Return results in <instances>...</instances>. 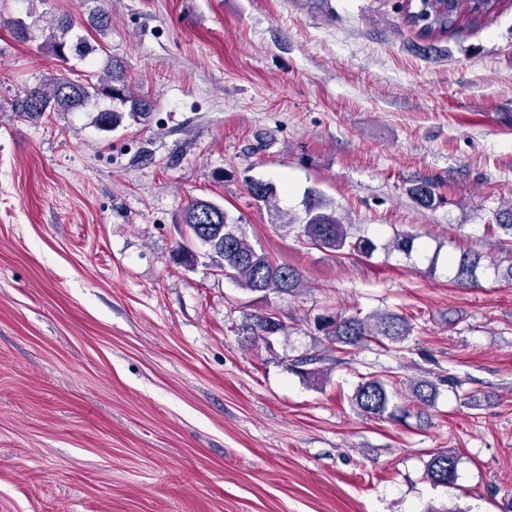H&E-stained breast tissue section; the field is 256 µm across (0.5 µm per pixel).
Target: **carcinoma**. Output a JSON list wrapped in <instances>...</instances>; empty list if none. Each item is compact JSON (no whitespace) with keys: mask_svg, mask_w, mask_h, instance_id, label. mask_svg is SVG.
<instances>
[{"mask_svg":"<svg viewBox=\"0 0 512 512\" xmlns=\"http://www.w3.org/2000/svg\"><path fill=\"white\" fill-rule=\"evenodd\" d=\"M501 0H484L475 9L468 0H452L448 7L436 12L428 21L410 20L418 28V34L429 45L423 51L433 49L431 42L455 32L461 25L477 26L489 14L498 10ZM112 23L105 7L100 6L89 16V25L96 31L107 30ZM74 20L61 15L48 24L52 35L48 39L50 53L66 62L72 55L84 60L90 54L84 36L73 33ZM133 81L121 62L107 57L101 71L84 77H63L50 84H39L27 88L13 103V111L29 119H39L47 112H74L108 98L115 104L111 109L98 112L96 121L102 131H112L128 121L134 124L145 122L152 105L132 90ZM247 189L254 200L269 210H278L276 191L272 184L261 180L246 181ZM409 197L420 207L432 208L438 195L436 186L429 181H419L408 188ZM305 218L299 225L300 236L313 246L335 251L346 250L353 254L370 256L376 244L367 237H353L349 228L336 216V210L317 191L307 193L304 199ZM181 223L191 236L206 248L212 264L224 276L240 287L252 292H274L293 295L304 287L302 273L289 265L278 263L267 253L256 250L247 239L242 225L229 218L220 204L202 198L192 199L183 211ZM481 262V255L470 252L464 255L457 267L455 280L460 284L473 282ZM330 345L339 351L361 348L372 342L388 340L401 343L413 330L406 317L396 312H380L362 316L327 314L316 319ZM248 329L256 336L274 334L284 330L283 323L264 313L252 315ZM406 390L424 406L432 404L436 386L427 380L412 381ZM400 394L397 383L379 376L361 382L353 395L352 404L363 416L380 419L393 415L390 410L394 397ZM458 457L455 452L436 453L427 462L428 477L436 483L448 484L457 476Z\"/></svg>","mask_w":512,"mask_h":512,"instance_id":"1","label":"carcinoma"}]
</instances>
